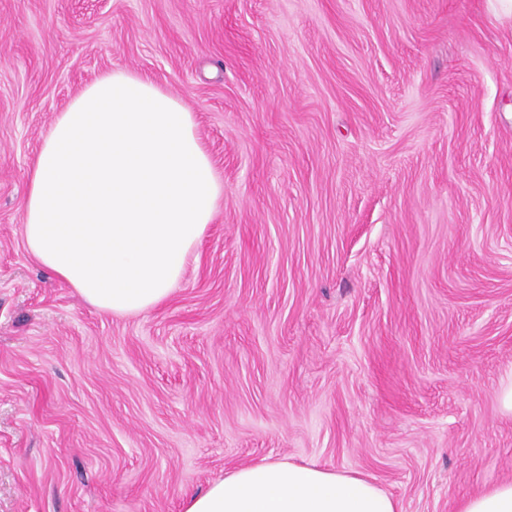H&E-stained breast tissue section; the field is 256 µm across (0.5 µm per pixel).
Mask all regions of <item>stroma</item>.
<instances>
[{"instance_id":"obj_1","label":"stroma","mask_w":512,"mask_h":512,"mask_svg":"<svg viewBox=\"0 0 512 512\" xmlns=\"http://www.w3.org/2000/svg\"><path fill=\"white\" fill-rule=\"evenodd\" d=\"M127 69L224 183L169 300L28 253L58 112ZM512 16L494 0H0V512H182L263 457L403 512L512 480Z\"/></svg>"}]
</instances>
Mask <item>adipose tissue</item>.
<instances>
[{
	"label": "adipose tissue",
	"mask_w": 512,
	"mask_h": 512,
	"mask_svg": "<svg viewBox=\"0 0 512 512\" xmlns=\"http://www.w3.org/2000/svg\"><path fill=\"white\" fill-rule=\"evenodd\" d=\"M224 184L193 112L155 83L112 70L59 112L28 171V252L98 310L163 304L212 223ZM183 512H401L361 473L264 458L183 500ZM457 512H512V481Z\"/></svg>",
	"instance_id": "ef3b65f1"
}]
</instances>
